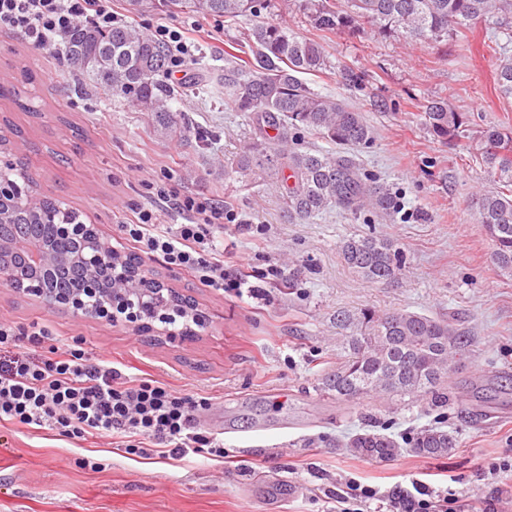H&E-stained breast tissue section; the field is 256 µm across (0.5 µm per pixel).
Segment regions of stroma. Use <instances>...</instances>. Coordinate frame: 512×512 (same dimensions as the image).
Listing matches in <instances>:
<instances>
[{"label":"stroma","instance_id":"1","mask_svg":"<svg viewBox=\"0 0 512 512\" xmlns=\"http://www.w3.org/2000/svg\"><path fill=\"white\" fill-rule=\"evenodd\" d=\"M102 5L118 22L149 34L164 24L190 43L191 62L170 80L178 91L172 110L189 118L188 128L163 138L149 113L91 86L75 94L76 77L57 53L0 30V85L13 90L0 96V119L19 131L13 161L40 192L77 209L125 254L133 248L121 226L132 218L131 205L147 198V175L234 210L243 224L224 227V266L243 264L257 293L220 295L193 273L152 259L155 275L205 313L195 337L171 339L50 310L2 282L0 320L45 328L40 345L24 341L21 350L45 356L78 345L123 374L148 373L211 398L200 426L222 437L235 464L203 449L181 459L152 447L131 456L118 437L79 441L9 425L0 427V512H332L350 479L386 492L410 487L426 471L453 477L463 497H495L499 512H512V479L488 473L512 448V277L496 267L477 220L484 165L422 125L428 101L441 98L473 123L512 126V99L495 88L497 60L484 47L486 30L422 44L368 28L328 33L311 24L299 0H270L267 19L322 45L327 67L305 82L364 113L373 142L358 159L403 201L391 221L366 223L333 208L292 221L268 179L224 165L253 133L248 114L224 104L225 69H244L251 59L241 35L252 18L132 14L126 0ZM345 69L360 75V84H347ZM370 233L402 247L407 271L398 284L364 282L342 262L341 243ZM364 308L452 313L473 338L469 357L448 375L455 398L443 421L459 435L451 456L425 458L406 448L376 463L338 447V439L362 428L399 435L434 421L399 401L361 399L345 411L320 392L322 374L342 354L337 312Z\"/></svg>","mask_w":512,"mask_h":512}]
</instances>
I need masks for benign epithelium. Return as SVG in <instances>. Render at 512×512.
<instances>
[{"instance_id": "benign-epithelium-1", "label": "benign epithelium", "mask_w": 512, "mask_h": 512, "mask_svg": "<svg viewBox=\"0 0 512 512\" xmlns=\"http://www.w3.org/2000/svg\"><path fill=\"white\" fill-rule=\"evenodd\" d=\"M56 238L76 246L74 260L84 264L89 275L82 287L58 292L42 274H13L15 252L11 244L0 236V276L7 280L11 290L31 298L41 305L77 316L118 322L116 310L129 309L125 322L139 328L152 323L165 324L176 318L191 315L196 326L204 322V315L196 307L185 303L172 288L149 271L146 264L129 268L122 254L111 242L101 237L93 224H57ZM111 256V279L108 284L98 279L92 270L103 261V253Z\"/></svg>"}]
</instances>
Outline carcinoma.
<instances>
[{
    "label": "carcinoma",
    "mask_w": 512,
    "mask_h": 512,
    "mask_svg": "<svg viewBox=\"0 0 512 512\" xmlns=\"http://www.w3.org/2000/svg\"><path fill=\"white\" fill-rule=\"evenodd\" d=\"M267 0H128L129 10H164L172 6L229 20L256 17ZM311 23L322 31L356 30L364 21L379 33L399 32L411 43L437 41L462 30L483 27L492 33L488 48L498 56L496 84L505 98H512V0H303ZM66 62L77 57L84 64L73 70L105 95L131 104L151 115L156 132L164 138L182 133L171 111L174 90L160 76L168 69L165 46L132 25L116 23L110 29L78 22L65 36ZM252 62L248 72L224 73V103L235 112L254 115V134L231 162L239 173L274 179L284 199L288 218L307 219L336 208L358 216L370 212L391 219L401 210L393 188L377 180L357 161L355 151L370 145L372 130L364 113L336 97L312 90L300 75L326 67L320 43L301 37L279 22H259L243 32ZM423 125L435 138L465 146L481 160L491 187L478 199V221L494 243L497 267L512 276V128L475 125L448 101H431ZM277 130L278 141L266 137V128ZM313 134L332 149L310 151L301 134ZM0 193L18 189L34 196V183L18 184L10 163L0 166ZM11 211L9 224H25L29 234L19 235L17 255L36 261L26 250L32 238L49 235V225L81 223L80 215L64 203L47 198L26 209ZM344 263L367 281L399 280L406 262L399 244L390 238L354 236L340 246ZM54 285L69 288L82 277L75 263L52 267ZM336 327L346 331L345 355L336 369L324 373L320 390L338 403L367 396L408 399L439 410L448 407V373L468 357L472 341L458 328V319L433 317L410 309L379 313L362 309L339 311ZM356 455L387 462L403 447L419 456L443 458L458 447L457 431L438 422L401 438L394 434L360 429L340 441Z\"/></svg>",
    "instance_id": "obj_1"
}]
</instances>
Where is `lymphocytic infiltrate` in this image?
Wrapping results in <instances>:
<instances>
[{"instance_id": "lymphocytic-infiltrate-1", "label": "lymphocytic infiltrate", "mask_w": 512, "mask_h": 512, "mask_svg": "<svg viewBox=\"0 0 512 512\" xmlns=\"http://www.w3.org/2000/svg\"><path fill=\"white\" fill-rule=\"evenodd\" d=\"M107 28L115 18L99 0H0V29L16 31L34 44L59 49L64 33L77 21ZM152 204L135 208L131 223L122 232L139 254L162 260L169 269L194 273L207 288L218 293L243 294L245 275L224 270V247L219 240L221 222H234V211L215 207L190 195H176L173 188L149 180ZM175 199L184 224H164L154 201ZM206 397H194L151 377L122 374L104 360L91 361L73 347L42 360L16 355L0 367V425H20L29 430L55 429L72 439L125 438L127 453L136 455L144 443L169 450L177 458L200 448L223 457L224 446L204 435L197 420L209 409ZM418 493L387 494L357 483L336 496V512H363L367 501L380 503L381 512H498L491 500L463 503L442 480L417 483Z\"/></svg>"}]
</instances>
